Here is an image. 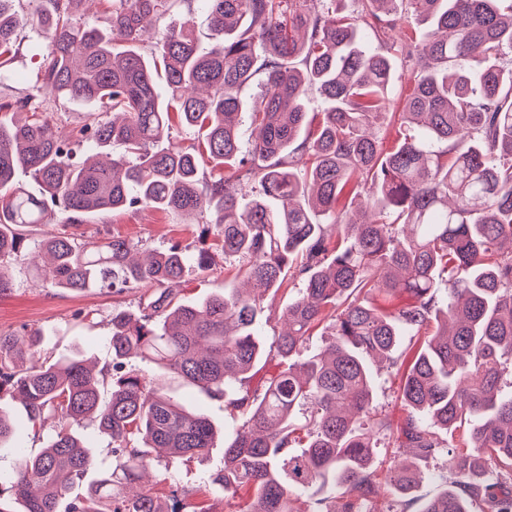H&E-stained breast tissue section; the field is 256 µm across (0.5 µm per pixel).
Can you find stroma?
Instances as JSON below:
<instances>
[{
    "label": "stroma",
    "instance_id": "obj_1",
    "mask_svg": "<svg viewBox=\"0 0 512 512\" xmlns=\"http://www.w3.org/2000/svg\"><path fill=\"white\" fill-rule=\"evenodd\" d=\"M16 47L13 60L0 68V103L24 96L41 77L44 47L38 33L30 28L21 30ZM84 231L89 238L100 231L116 232L145 250L181 246L194 260L180 286L182 302L193 303L237 284V260L225 257L212 238L204 236L202 225L189 223L183 215L156 209L96 214L90 217ZM199 257L204 260L200 266L195 263ZM38 262V252L32 248L26 264L9 267L13 286L0 295V331L17 333L23 340L28 339L30 332H40L42 342L38 350L43 354L59 357L78 352L99 365L108 361L110 327L105 317L119 303L137 308L139 293L117 296L92 289L75 294L61 288L37 287L30 270ZM166 388L175 400L208 415L216 426L217 436L204 461L159 463V476L151 485L152 492L167 494L175 482L185 491L183 512H238V500L225 497L218 487L204 485L202 477L222 467L224 440L241 426L242 414L180 380L167 379Z\"/></svg>",
    "mask_w": 512,
    "mask_h": 512
}]
</instances>
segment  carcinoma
<instances>
[{
	"label": "carcinoma",
	"mask_w": 512,
	"mask_h": 512,
	"mask_svg": "<svg viewBox=\"0 0 512 512\" xmlns=\"http://www.w3.org/2000/svg\"><path fill=\"white\" fill-rule=\"evenodd\" d=\"M186 1L207 13L211 45L187 21L151 27ZM15 2L0 0V65L22 26L39 30L46 58L39 84L15 102L25 120L0 119V295L11 290L7 267L26 261L23 229L57 205L71 217L37 241L51 257L43 282L146 293L136 311L112 308V360L97 370L76 354L28 364L15 335L0 333V396L20 401L34 432L52 428L27 454L0 413V449H16L0 512H182L176 489L164 500L126 488L161 457L207 456L214 425L147 383L135 361L245 415L210 476L228 498L253 492L240 512H297L299 491L307 512H512V392L500 386L512 366V0H352L348 13L342 0H112L104 28L79 17L99 0H40L25 13ZM412 23L419 35L393 38ZM394 57L413 64L397 100ZM259 70L250 109L240 91ZM313 89L323 108L310 117ZM41 99L88 112L64 136ZM174 112L194 134L186 147L169 143ZM114 145L123 155L101 162ZM78 148L95 157L75 160ZM210 164L236 168L258 194L241 204ZM20 168L40 196L16 179ZM148 207L213 215L206 231L241 261L249 293L184 304L179 246L135 260L137 244L118 233L83 239L88 214ZM286 271L303 287L288 294L286 329L266 352L260 323L275 316L265 303ZM373 292L409 302L377 308L361 299ZM320 325L331 342L304 354ZM403 336L424 342L402 375L396 421L373 406V366L397 364ZM263 361L272 370L251 391ZM87 425L111 439L112 468L73 498L95 466ZM383 439L411 454L390 476L400 502L379 497L372 464ZM437 456L450 485L420 503L416 460Z\"/></svg>",
	"instance_id": "cac0c4a2"
}]
</instances>
